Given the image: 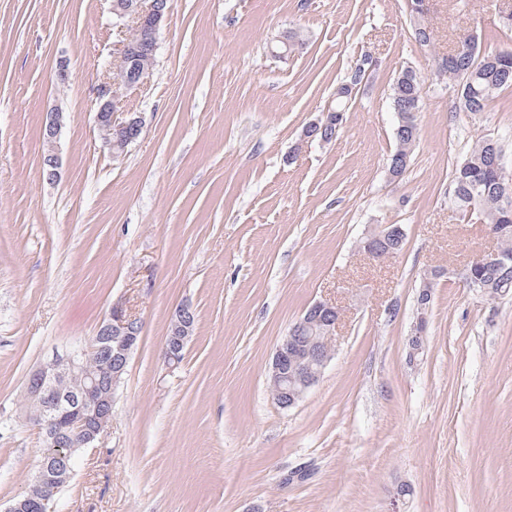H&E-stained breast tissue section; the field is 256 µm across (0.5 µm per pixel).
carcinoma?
<instances>
[{"mask_svg": "<svg viewBox=\"0 0 512 512\" xmlns=\"http://www.w3.org/2000/svg\"><path fill=\"white\" fill-rule=\"evenodd\" d=\"M411 11L417 15L415 35L421 42L426 41L424 0H410ZM436 73L444 78L460 82L463 109L483 112L489 101L498 93L512 87V48L491 53H480L475 37L464 41V48L453 59H435ZM362 76L353 72L349 81L336 88V103L331 106L333 113L346 112L353 89L361 82ZM421 77L404 69L393 83L392 109L397 115L398 132L395 133L396 148L388 159V170L395 176L402 175L411 159L419 135L421 112ZM505 151L503 140L491 136L477 139L463 161L455 169L452 179V197L456 210L463 218L476 220L496 234L497 248L505 257H512V209L504 206L503 192L512 189V175L507 173L495 156ZM466 272L472 279L485 287L490 296L504 292L512 294V285L501 282L497 270L490 265L467 266ZM76 447L72 438L55 454H63L57 467L56 489L69 481L74 470L77 452H68Z\"/></svg>", "mask_w": 512, "mask_h": 512, "instance_id": "cac0c4a2", "label": "carcinoma"}]
</instances>
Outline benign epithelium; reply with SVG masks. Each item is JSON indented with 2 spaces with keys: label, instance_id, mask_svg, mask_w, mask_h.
<instances>
[{
  "label": "benign epithelium",
  "instance_id": "benign-epithelium-1",
  "mask_svg": "<svg viewBox=\"0 0 512 512\" xmlns=\"http://www.w3.org/2000/svg\"><path fill=\"white\" fill-rule=\"evenodd\" d=\"M113 13L127 20L133 28L147 26L152 32L153 47H158L161 24L170 11V0H115ZM137 51L128 37L120 42L118 71L122 77L100 85L97 89L99 107L96 124L103 143L112 147V138L136 140L144 128L143 118L123 110L125 93L144 84L151 70L138 64ZM62 111L56 109L47 117L44 132L46 151L42 157L45 178H57L59 158L56 139L62 126ZM194 312L179 309L166 337L165 352L171 356L184 349L192 333ZM342 319L341 310L327 301L308 307L302 326L311 330L321 327L323 336L304 338L288 333L277 345L269 376L275 382L288 381V366L299 365L300 388L280 389L272 400L282 408L300 401L319 380L332 359L331 343ZM139 322L121 307L112 308L109 319L85 344L33 370L26 382L27 395L42 402L34 421L45 432L50 448L67 436L78 441L81 448H95L112 423V398L123 382L132 351L140 341ZM91 356L105 359L104 372L98 376L86 372L85 362Z\"/></svg>",
  "mask_w": 512,
  "mask_h": 512
}]
</instances>
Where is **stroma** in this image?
I'll list each match as a JSON object with an SVG mask.
<instances>
[{"label": "stroma", "mask_w": 512, "mask_h": 512, "mask_svg": "<svg viewBox=\"0 0 512 512\" xmlns=\"http://www.w3.org/2000/svg\"><path fill=\"white\" fill-rule=\"evenodd\" d=\"M512 0H170L156 65L126 94L141 138L122 157L95 126L120 39L110 0H0V512L29 488L43 436L31 371L95 336L113 306L141 325L112 426L76 458L56 512H512V295L459 278L492 249L451 180L485 135L512 139V89L465 112L433 56L477 32L512 47ZM306 45L278 56L284 34ZM335 140L301 144L364 56ZM68 61L69 78L57 77ZM423 78L419 136L392 179L394 80ZM61 108L59 177L43 125ZM400 225L402 251L357 241ZM424 350L410 356L423 273ZM342 312L331 361L297 405L270 398L279 341L315 301ZM196 314L164 361L177 310Z\"/></svg>", "instance_id": "1"}]
</instances>
